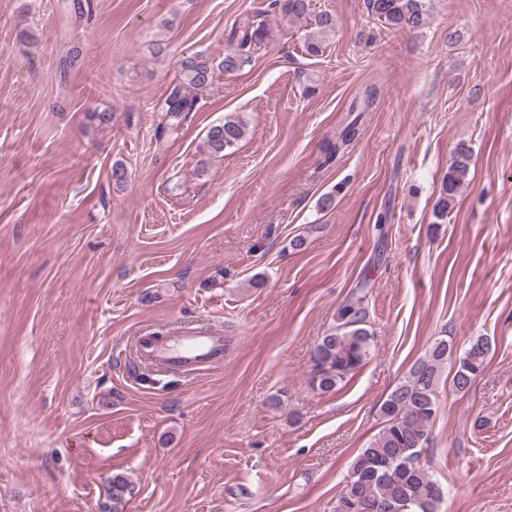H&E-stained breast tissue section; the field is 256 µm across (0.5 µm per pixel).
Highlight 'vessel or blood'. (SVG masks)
Wrapping results in <instances>:
<instances>
[{"label": "vessel or blood", "instance_id": "1", "mask_svg": "<svg viewBox=\"0 0 512 512\" xmlns=\"http://www.w3.org/2000/svg\"><path fill=\"white\" fill-rule=\"evenodd\" d=\"M143 351L163 370H188L224 359V339L208 328H190L167 347L144 345Z\"/></svg>", "mask_w": 512, "mask_h": 512}]
</instances>
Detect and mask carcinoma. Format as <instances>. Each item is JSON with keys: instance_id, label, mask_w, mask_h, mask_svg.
Returning <instances> with one entry per match:
<instances>
[{"instance_id": "1", "label": "carcinoma", "mask_w": 512, "mask_h": 512, "mask_svg": "<svg viewBox=\"0 0 512 512\" xmlns=\"http://www.w3.org/2000/svg\"><path fill=\"white\" fill-rule=\"evenodd\" d=\"M291 20H311L315 35L305 40L307 55L318 57L324 52L326 37L334 27L329 13L313 14L312 0H273ZM371 14L390 28L418 29L428 19L424 0H368ZM271 34L262 24L250 20L232 24L229 43L234 48L213 65L201 52L182 56L178 64L179 81L165 100L164 111L172 122L159 124L157 138L179 130L191 114L198 110L193 91L213 83L215 69L234 72L250 61L251 50L270 44ZM377 89L370 86L355 101L351 111L356 116L336 134V141L325 146V161L341 153L360 133L361 113L376 100ZM247 125L235 115L212 126L206 135L204 149L210 156H220L236 146L246 134ZM472 160L468 144H457L453 161L442 181L440 195L433 207V217L441 221L453 208L461 186L467 181ZM368 288L370 279L363 278L350 298L339 307L336 324L321 337L312 357V382L322 393H330L365 364L375 352L374 334L369 330ZM453 345L438 338L425 355L409 369L404 380L382 403L380 411L384 427L360 449L354 458L343 491L336 499L334 512H439L443 488L434 479L422 451L428 443L440 397V380ZM491 340L479 336L470 342L458 359L452 384L458 393L466 392L487 365ZM130 483L121 473L107 481L106 496L112 501V512H122Z\"/></svg>"}]
</instances>
